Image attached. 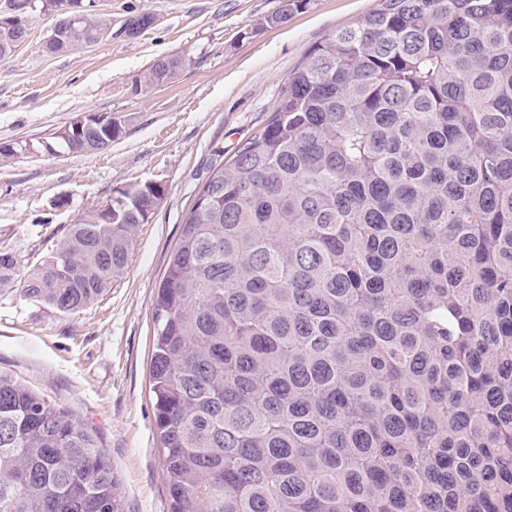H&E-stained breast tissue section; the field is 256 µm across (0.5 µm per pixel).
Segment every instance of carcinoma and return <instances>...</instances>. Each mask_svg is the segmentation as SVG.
Masks as SVG:
<instances>
[{"label":"carcinoma","mask_w":512,"mask_h":512,"mask_svg":"<svg viewBox=\"0 0 512 512\" xmlns=\"http://www.w3.org/2000/svg\"><path fill=\"white\" fill-rule=\"evenodd\" d=\"M19 45L1 31L0 60ZM206 188L153 308L171 512H512V0H382L312 48ZM164 196L127 188L24 269L0 249V293L92 306ZM0 512H123L73 414L1 375Z\"/></svg>","instance_id":"cac0c4a2"}]
</instances>
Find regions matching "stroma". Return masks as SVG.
Segmentation results:
<instances>
[{
  "instance_id": "stroma-1",
  "label": "stroma",
  "mask_w": 512,
  "mask_h": 512,
  "mask_svg": "<svg viewBox=\"0 0 512 512\" xmlns=\"http://www.w3.org/2000/svg\"><path fill=\"white\" fill-rule=\"evenodd\" d=\"M112 36L67 55L45 49L51 18L37 15L0 61V143L31 145L0 159V242L20 259L59 240L67 224L113 190L159 182L166 194L134 233L123 277L89 308L62 314L0 295V374L64 407L112 461L124 512H169L149 372L153 304L198 190L276 104L289 73L330 33L380 0H310L268 25L278 0H101ZM154 17L129 36L126 23ZM185 61L145 87L155 58ZM83 112L121 130L107 149L60 157L41 140Z\"/></svg>"
}]
</instances>
